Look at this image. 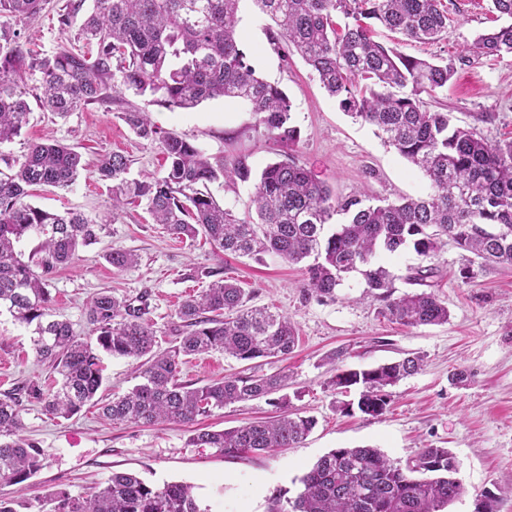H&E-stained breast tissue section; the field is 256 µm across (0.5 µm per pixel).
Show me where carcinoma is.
Returning a JSON list of instances; mask_svg holds the SVG:
<instances>
[{
	"mask_svg": "<svg viewBox=\"0 0 512 512\" xmlns=\"http://www.w3.org/2000/svg\"><path fill=\"white\" fill-rule=\"evenodd\" d=\"M86 0H66L57 12L66 32ZM240 0H92L77 38L89 51L62 45L51 55L23 47L10 21L36 18L44 0H0V312L31 329V349L54 373L52 383L30 380L0 398V484L20 485L40 467V450L23 436L26 405L70 418L100 405L112 422L190 424L227 404L268 397L289 406L288 374H238L194 387L181 381L184 358L222 350L239 361L287 356L297 340L287 316L245 306V291L224 278V266L207 272L208 288L187 295L173 328L179 340L160 348L156 330L136 308L111 291L87 304L89 333L77 335L57 318L49 281L80 248L97 240L103 224L78 212L64 214L27 201L31 188H71L86 164L80 153L59 142H34L20 158L3 151L21 135L31 108L28 81L39 76L38 101L65 117L114 94L130 92L169 109H193L219 97L247 102L258 125L283 148L294 147L299 129L291 122L288 95L256 75L238 35ZM276 30L270 41L293 49L318 76L347 114L376 127L385 142L429 181L431 192L400 203L374 204L363 191L338 197L295 158L267 164L253 175L246 157L231 163L206 155L173 131L153 123L141 110L122 112L133 133L160 144V176L128 178L130 160L121 153L101 156L92 171L112 184V210L145 204L154 223L169 234L193 239L202 234L224 254H275L302 265L305 292L333 298L346 277L361 273L367 295L381 302L379 313L405 327L448 322V306L433 292L395 295L393 276L377 260L411 249L428 257L449 238L477 258L512 266V140L491 142L472 128L455 125L449 112L430 111L422 95L448 85L453 59L431 61L403 55L373 39L370 22L419 43L448 34L441 0H253ZM506 19L468 47L478 56L512 55V0H492ZM353 20L340 30L335 17ZM254 181L257 219L239 218L221 206L208 185ZM336 229L325 232L333 217ZM39 237L28 261L15 245ZM121 272L135 255L112 250L106 256ZM136 362L140 382L107 402L103 356ZM423 357L408 355L368 369H336L328 386L336 393L359 386L357 402H339L351 413L378 417L390 404L388 388L416 374ZM312 417L283 413L220 431H201L195 446L226 457L247 451L292 448L315 427ZM446 448H424L405 465L377 448H336L303 475V490L283 508L274 498L269 512H441L464 487ZM0 512H207L191 486H152L127 473L79 495L60 488L34 500L0 497Z\"/></svg>",
	"mask_w": 512,
	"mask_h": 512,
	"instance_id": "1",
	"label": "carcinoma"
}]
</instances>
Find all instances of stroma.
<instances>
[{"label":"stroma","mask_w":512,"mask_h":512,"mask_svg":"<svg viewBox=\"0 0 512 512\" xmlns=\"http://www.w3.org/2000/svg\"><path fill=\"white\" fill-rule=\"evenodd\" d=\"M442 3L449 21L441 41L416 43L378 25L373 28L376 39L409 56L457 57L456 74L447 87L425 97L426 108L451 112L457 124L491 140L512 136V56L459 58L464 46L493 28L490 0ZM62 4L49 0L36 20L15 22L27 47L50 54L65 39L75 38V31L59 28ZM239 15L249 63L292 102V121L300 131L293 154L300 164L342 196L363 190L374 200L394 202L429 192L428 180L385 145L374 127L346 114L298 54L282 57L268 38L270 19L251 0H242ZM130 107L147 108L156 125L208 156L229 161L242 153L257 172L279 158L277 145L256 127L249 105L241 100L214 99L191 110H171L128 93L117 95L111 105H90L63 119L32 105L28 125L8 149L18 157L28 143L56 140L74 147L91 166L103 154L120 152L131 161L130 177L160 173L159 144L137 138L121 118ZM30 202L52 212L72 210L108 221L99 241L81 248L49 282L57 315L78 335L89 330L88 300L108 289L132 303L146 302L147 318L160 344H167L179 302L208 286V270L223 267L225 278L245 289L248 306L288 316L298 344L288 358L250 364L219 350L192 356L182 367V381L202 386L249 367L260 375L285 373L290 414L313 417L316 425L297 447L229 458L190 445L191 436L198 429L224 430L277 415L267 398L226 405L193 424H114L90 405L72 418H54L30 406L23 414L24 434L37 443L42 467L22 486L9 487L10 495L31 499L60 487L85 492L112 474L133 473L155 486L192 485L211 512H268L275 496H297L300 477L321 456L336 448L366 446L402 462L424 448L449 449L460 464L465 492L444 512H474L481 494L512 476V267L482 264L449 240L426 258L410 250L385 257L400 294L412 289L406 281L410 268H435L430 283L450 312L445 324L405 328L379 315L380 303L365 297L359 273L349 275L335 299H318L303 292L300 266L268 254L227 256L204 239L175 238L153 223L142 205L113 211L109 185L92 176L81 175L66 190L35 188ZM114 249L135 254L136 264L115 271L106 260ZM412 354L423 356L424 366L392 387L385 414L372 418L338 409L327 385L335 368L364 369ZM2 363L8 371L0 377V393L50 376L35 359L28 330L6 313L0 315ZM457 371L466 373V382L452 380Z\"/></svg>","instance_id":"35a3bbf8"}]
</instances>
